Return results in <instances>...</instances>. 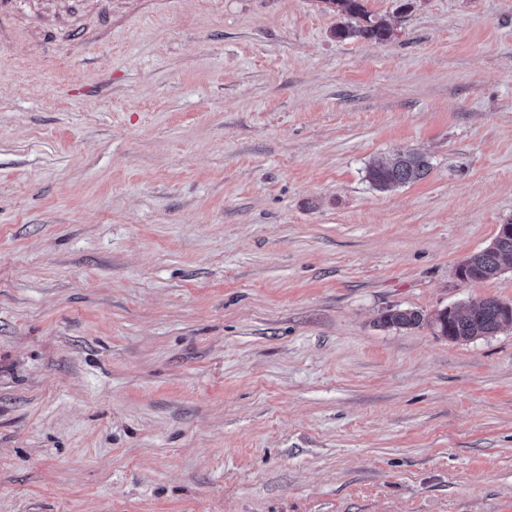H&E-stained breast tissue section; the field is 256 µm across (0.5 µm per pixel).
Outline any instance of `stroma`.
<instances>
[{
  "instance_id": "obj_1",
  "label": "stroma",
  "mask_w": 512,
  "mask_h": 512,
  "mask_svg": "<svg viewBox=\"0 0 512 512\" xmlns=\"http://www.w3.org/2000/svg\"><path fill=\"white\" fill-rule=\"evenodd\" d=\"M363 4L0 42V512H512V326L430 322L512 303V0ZM345 14L349 21L346 25L338 28L337 35L343 39H354L359 37L375 38L384 40L389 33L387 23L382 20L371 21L366 17L364 6L361 0H328ZM364 20L367 25H362L359 20ZM431 171L429 158L421 153L396 151L386 162L367 167V179L379 191H390L424 179ZM512 222L500 224L493 247L472 254L464 264L458 268V276L464 281H482L496 277L502 270L503 264L512 258V237L505 236L512 233ZM462 270V271H461ZM461 271V273H460ZM501 301L484 299L465 310L445 308L432 321L442 336L451 340H469L477 336H489L506 325L501 312ZM426 317L414 310H391L382 318L383 325L397 328H414L420 326Z\"/></svg>"
}]
</instances>
